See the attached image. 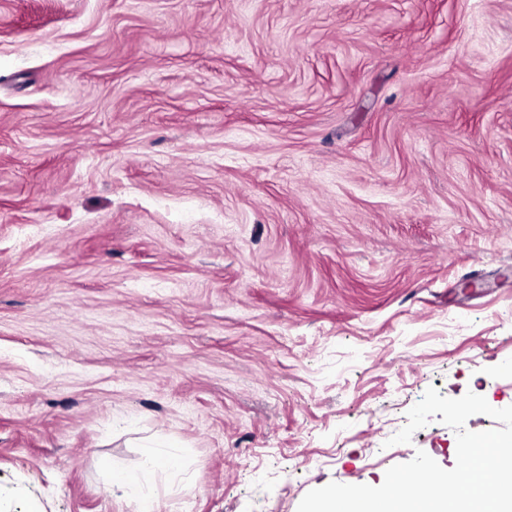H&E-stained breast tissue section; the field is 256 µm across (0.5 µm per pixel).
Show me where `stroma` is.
<instances>
[{
	"mask_svg": "<svg viewBox=\"0 0 512 512\" xmlns=\"http://www.w3.org/2000/svg\"><path fill=\"white\" fill-rule=\"evenodd\" d=\"M431 387L512 406V0H0V512L450 469Z\"/></svg>",
	"mask_w": 512,
	"mask_h": 512,
	"instance_id": "35a3bbf8",
	"label": "stroma"
}]
</instances>
